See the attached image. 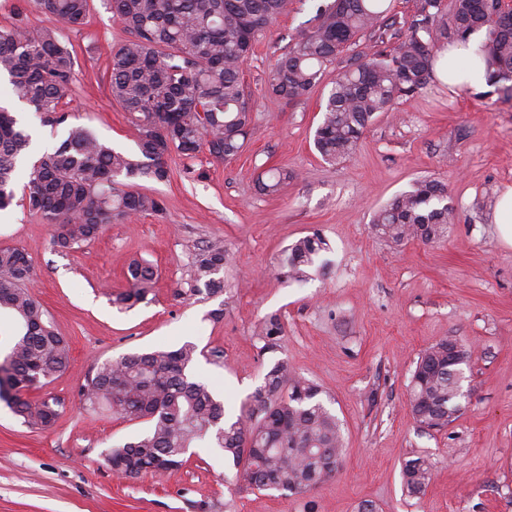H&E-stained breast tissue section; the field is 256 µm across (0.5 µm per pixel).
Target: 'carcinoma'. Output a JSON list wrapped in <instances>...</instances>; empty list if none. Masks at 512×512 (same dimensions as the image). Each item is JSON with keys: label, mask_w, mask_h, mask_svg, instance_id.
I'll use <instances>...</instances> for the list:
<instances>
[{"label": "carcinoma", "mask_w": 512, "mask_h": 512, "mask_svg": "<svg viewBox=\"0 0 512 512\" xmlns=\"http://www.w3.org/2000/svg\"><path fill=\"white\" fill-rule=\"evenodd\" d=\"M92 0H32L33 6L70 28L87 23ZM112 13L130 34L108 47L109 90L138 130L135 155L113 150L87 128L72 126L53 152L35 161L21 202L51 230L52 243L71 251L94 240L105 226L164 211L162 199L129 190L141 177L168 179L167 160L190 161L203 151L229 160L254 130L243 65L258 38L293 0H111ZM485 29L477 51L487 64L486 85L512 98V0H417L413 14L400 16L394 0H321L291 37L287 52L271 66L266 93L298 99L318 86L337 60L345 65L331 82L314 146L322 161L336 165L358 147L379 112L420 94L433 75L436 55ZM74 51L56 30L29 32L0 27V75L16 96L51 125L66 122L61 108L75 78ZM30 135L10 112L0 109V210L16 199L14 177L28 154ZM288 173L270 169L258 180L266 195L279 193ZM445 186L420 179L395 196L371 219L378 237L400 245L409 239L434 244L448 237L454 223ZM327 243L319 233L287 248L282 274L303 281ZM224 247L209 244L192 262L187 292H224ZM31 262L18 248L0 247V310L17 319L18 334L0 361V401L29 427H47L63 402L28 394L50 383L69 366L70 347L55 332L46 310L29 289ZM129 289L113 303L130 308L147 300L155 271L145 261L127 269ZM283 333L276 315L256 329L261 350L279 345ZM196 346L131 353L98 365L81 387L86 406L106 408L149 429L110 450L106 462L116 475L177 470L191 448L221 452L240 488L275 490L302 496L339 472L343 461L341 427L313 382L298 376L282 359L264 375L249 406L229 418L210 387L192 379L188 368ZM461 362L448 365V340L420 353L409 382V408L422 429L442 431L462 409ZM432 475L428 459L417 456L402 466L411 496L426 490Z\"/></svg>", "instance_id": "carcinoma-1"}]
</instances>
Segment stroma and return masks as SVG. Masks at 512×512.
<instances>
[{
	"label": "stroma",
	"instance_id": "obj_1",
	"mask_svg": "<svg viewBox=\"0 0 512 512\" xmlns=\"http://www.w3.org/2000/svg\"><path fill=\"white\" fill-rule=\"evenodd\" d=\"M312 0L262 35L243 69L254 103L255 133L228 161L200 153L187 177L171 156L167 181H136L162 198L165 211L135 223L108 225L98 239L56 252L50 228L14 205L0 211V246L30 258L34 293L70 345V364L42 389L64 407L52 426L31 428L0 401V512H512V246L495 231L494 209L512 187V102L493 88H451L439 80L413 99L378 114L346 161L324 163L313 144L322 106L338 72L295 101L264 92V79L284 52ZM54 28L76 52L75 81L64 105L68 124L43 125L0 78V107L13 112L41 156L81 125L115 150L136 153L137 131L112 100L108 45L127 33L108 0H92L89 21L72 29L37 12L30 0H0V27ZM294 172L274 196L258 174ZM442 182L455 222L438 245L412 240L393 246L371 224L375 210L420 178ZM320 231L332 250L307 280L277 278L284 250ZM224 246V291L178 295L199 248ZM158 276L148 301L130 309L112 302L126 291L132 260ZM278 314L280 345L264 352L253 332ZM451 338L471 353L463 387L470 395L447 430L414 422L407 386L414 360ZM194 344L190 375L207 383L235 416L287 359L320 386L346 446L335 477L302 497L229 484L231 470L212 448L190 449L172 473L116 477L108 449L148 428L107 412H91L81 387L95 363L123 355ZM428 457L432 480L408 496L405 459Z\"/></svg>",
	"mask_w": 512,
	"mask_h": 512
}]
</instances>
